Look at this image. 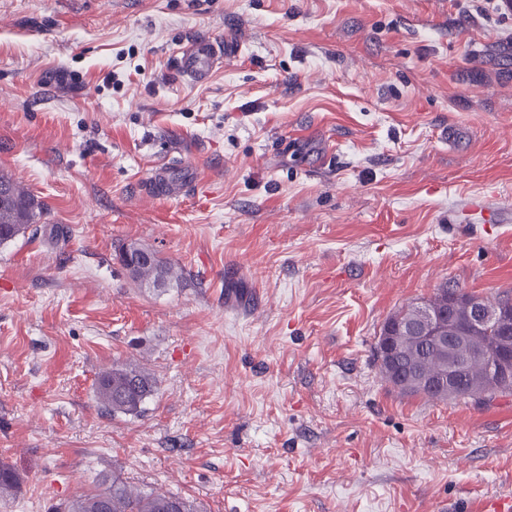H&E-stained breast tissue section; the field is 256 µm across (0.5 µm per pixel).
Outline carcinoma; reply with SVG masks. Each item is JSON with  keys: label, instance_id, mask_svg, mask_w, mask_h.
<instances>
[{"label": "carcinoma", "instance_id": "cac0c4a2", "mask_svg": "<svg viewBox=\"0 0 512 512\" xmlns=\"http://www.w3.org/2000/svg\"><path fill=\"white\" fill-rule=\"evenodd\" d=\"M40 214L35 198L10 177L0 175V245L26 233L37 223ZM132 252L147 253L151 261L129 270L133 281L141 286L159 287L174 279L173 267L160 260L156 253L135 244ZM512 334V315L505 317L497 329L468 330V339L458 345L453 355L460 361L462 373L453 384L449 398L471 399L484 405L503 394H512V374L492 382L488 376L484 353L496 343V337ZM445 353L414 338L398 341L393 360L405 375L425 373L437 376ZM157 388V380L149 371L127 364H114L100 374L95 396L102 406L114 414L136 415L141 405ZM20 478L9 465L0 462V500L9 498L19 487ZM53 512H194L191 504L175 494L145 492L121 480L95 491L83 492L67 504L54 507Z\"/></svg>", "mask_w": 512, "mask_h": 512}]
</instances>
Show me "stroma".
Instances as JSON below:
<instances>
[{
  "label": "stroma",
  "instance_id": "1",
  "mask_svg": "<svg viewBox=\"0 0 512 512\" xmlns=\"http://www.w3.org/2000/svg\"><path fill=\"white\" fill-rule=\"evenodd\" d=\"M232 31L203 84L175 66ZM198 164L186 197L142 184ZM0 512L118 478L198 512H486L512 395L406 396L374 346L439 289L512 293V19L451 0H0ZM181 267L162 288L119 258ZM158 390L108 413L95 382ZM35 198L8 176L0 175V245L25 234L40 214ZM156 388L157 380L149 371L127 364H113L98 377L95 396L113 414L136 415Z\"/></svg>",
  "mask_w": 512,
  "mask_h": 512
}]
</instances>
